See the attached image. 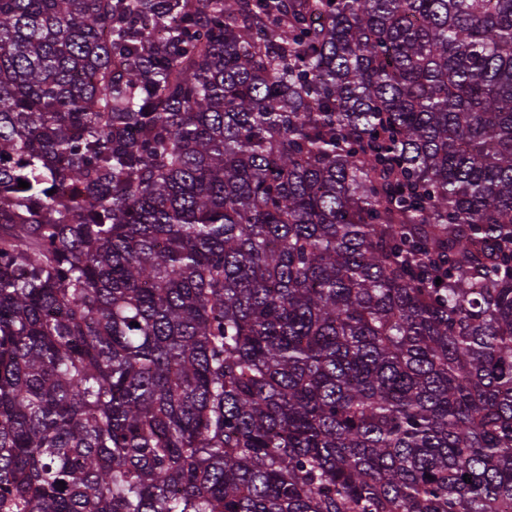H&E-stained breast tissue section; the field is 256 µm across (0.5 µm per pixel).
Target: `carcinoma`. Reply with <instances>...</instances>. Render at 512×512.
Wrapping results in <instances>:
<instances>
[{"label": "carcinoma", "instance_id": "obj_1", "mask_svg": "<svg viewBox=\"0 0 512 512\" xmlns=\"http://www.w3.org/2000/svg\"><path fill=\"white\" fill-rule=\"evenodd\" d=\"M0 512H512V0H0Z\"/></svg>", "mask_w": 512, "mask_h": 512}]
</instances>
